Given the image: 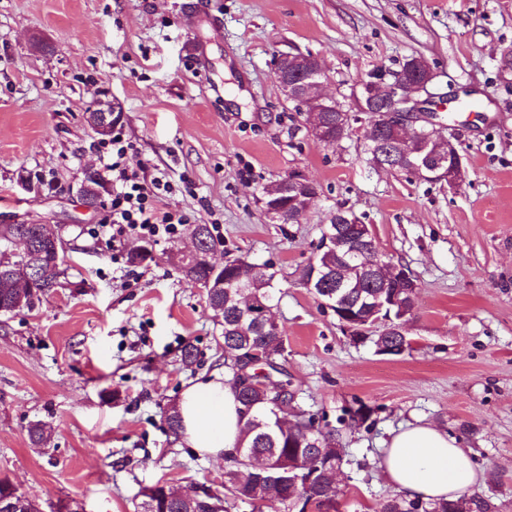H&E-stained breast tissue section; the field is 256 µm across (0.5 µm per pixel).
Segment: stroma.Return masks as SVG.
<instances>
[{
  "label": "stroma",
  "instance_id": "stroma-1",
  "mask_svg": "<svg viewBox=\"0 0 512 512\" xmlns=\"http://www.w3.org/2000/svg\"><path fill=\"white\" fill-rule=\"evenodd\" d=\"M292 47L321 58L327 93L347 101L377 67L424 56L467 168L456 189L375 169L360 135L308 134L273 73ZM512 0H0V222L58 225L60 288L0 317V475L43 507L137 512L142 488L221 487L225 461L200 456L164 420L182 391L224 369V327L205 291L170 260L187 233L130 244L94 236L110 207L88 209V172L111 181L88 122L98 100L123 114L126 164L165 175L162 205L218 228L216 261L272 265L273 315L303 410L336 427V512H379L396 489L378 462L394 431H448L512 512ZM471 90L479 111L455 93ZM299 171L318 197L297 224L269 223L264 189ZM371 225L379 249L418 285L411 348L377 353L298 283L337 209ZM198 361L185 365L186 343ZM366 405V423H342ZM52 431L33 446L30 424Z\"/></svg>",
  "mask_w": 512,
  "mask_h": 512
}]
</instances>
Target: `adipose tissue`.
Segmentation results:
<instances>
[{"mask_svg": "<svg viewBox=\"0 0 512 512\" xmlns=\"http://www.w3.org/2000/svg\"><path fill=\"white\" fill-rule=\"evenodd\" d=\"M178 405L187 447L212 458L236 448L238 404L222 376L190 385ZM379 467L389 483L409 499L455 500L482 482L481 471L456 439L427 424L394 433Z\"/></svg>", "mask_w": 512, "mask_h": 512, "instance_id": "obj_1", "label": "adipose tissue"}]
</instances>
